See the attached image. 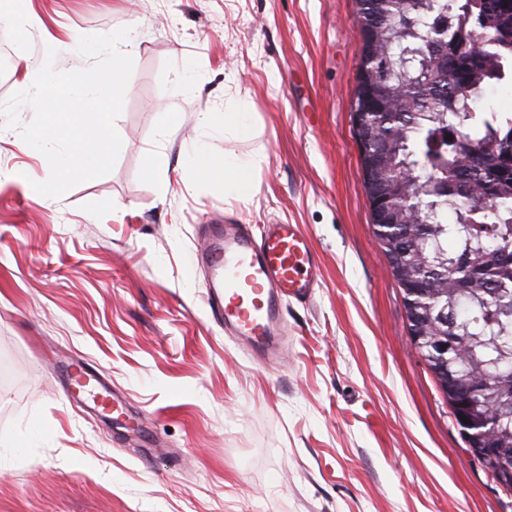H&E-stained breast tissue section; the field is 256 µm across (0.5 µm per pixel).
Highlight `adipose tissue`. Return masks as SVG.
<instances>
[{
    "instance_id": "ef3b65f1",
    "label": "adipose tissue",
    "mask_w": 512,
    "mask_h": 512,
    "mask_svg": "<svg viewBox=\"0 0 512 512\" xmlns=\"http://www.w3.org/2000/svg\"><path fill=\"white\" fill-rule=\"evenodd\" d=\"M190 166L198 181L223 186L225 193L241 198L252 191L249 177L253 162L234 152H225L217 158L200 149L191 157Z\"/></svg>"
}]
</instances>
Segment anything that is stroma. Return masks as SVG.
Returning <instances> with one entry per match:
<instances>
[{
  "label": "stroma",
  "mask_w": 512,
  "mask_h": 512,
  "mask_svg": "<svg viewBox=\"0 0 512 512\" xmlns=\"http://www.w3.org/2000/svg\"><path fill=\"white\" fill-rule=\"evenodd\" d=\"M43 32L18 66H85L80 36L129 27L139 47L114 170L44 200L43 156L0 113V512H512L472 462L411 343L404 293L373 234L352 102L357 0H33ZM190 112L246 106L248 140L172 133ZM255 158L246 199L198 182V143ZM170 160L159 189L146 154ZM296 224L323 281L285 301L278 364L255 362L207 305L206 225ZM81 362L143 432L67 396Z\"/></svg>",
  "instance_id": "35a3bbf8"
}]
</instances>
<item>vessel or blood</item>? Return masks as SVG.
Segmentation results:
<instances>
[{"instance_id":"obj_1","label":"vessel or blood","mask_w":512,"mask_h":512,"mask_svg":"<svg viewBox=\"0 0 512 512\" xmlns=\"http://www.w3.org/2000/svg\"><path fill=\"white\" fill-rule=\"evenodd\" d=\"M200 259L211 271L209 305L225 333L246 343L260 360L278 358L288 331L284 300L309 298L322 279L307 237L294 224L264 225L257 237L238 224H214ZM69 372L80 383L76 400L102 414L124 415V401L100 378L85 379L80 365Z\"/></svg>"}]
</instances>
